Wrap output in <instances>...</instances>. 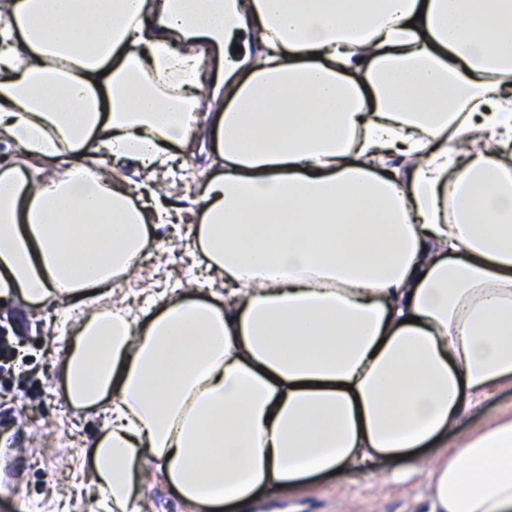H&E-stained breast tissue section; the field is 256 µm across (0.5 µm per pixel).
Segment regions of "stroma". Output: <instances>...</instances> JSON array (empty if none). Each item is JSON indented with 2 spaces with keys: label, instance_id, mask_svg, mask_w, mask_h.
Listing matches in <instances>:
<instances>
[{
  "label": "stroma",
  "instance_id": "35a3bbf8",
  "mask_svg": "<svg viewBox=\"0 0 512 512\" xmlns=\"http://www.w3.org/2000/svg\"><path fill=\"white\" fill-rule=\"evenodd\" d=\"M192 223V213L181 208L171 223L158 228L154 239L165 251L137 266L130 275L132 288L147 287L154 275L171 288L199 275L182 247ZM59 310L56 304L34 310L18 301L0 312V325L18 331L28 355L23 366L0 372V448L17 437L12 496L27 502L28 512H59L63 503L69 512H97L88 494L91 464L85 445L99 433L103 413L79 411L65 401L57 366L66 345ZM435 454L428 448L409 460H382L372 475H331L307 494L266 493L246 512H421L426 470Z\"/></svg>",
  "mask_w": 512,
  "mask_h": 512
}]
</instances>
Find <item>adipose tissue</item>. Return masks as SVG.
Segmentation results:
<instances>
[{"mask_svg":"<svg viewBox=\"0 0 512 512\" xmlns=\"http://www.w3.org/2000/svg\"><path fill=\"white\" fill-rule=\"evenodd\" d=\"M200 129L201 278L136 306ZM0 143V301L80 311L100 512L146 472L236 512L426 446L425 512H512V409L455 434L512 386V0H0Z\"/></svg>","mask_w":512,"mask_h":512,"instance_id":"obj_1","label":"adipose tissue"}]
</instances>
